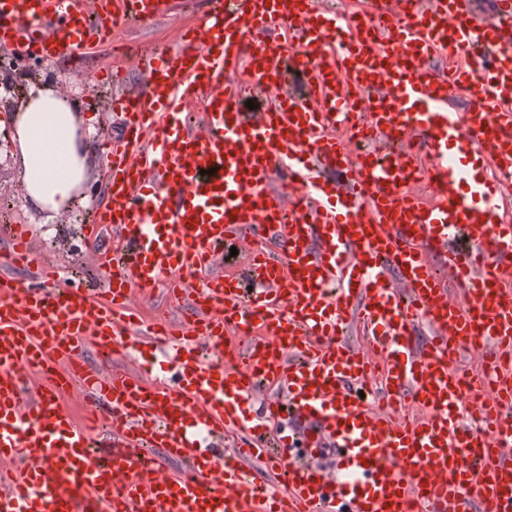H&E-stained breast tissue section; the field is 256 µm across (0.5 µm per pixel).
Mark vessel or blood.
Wrapping results in <instances>:
<instances>
[{"mask_svg":"<svg viewBox=\"0 0 512 512\" xmlns=\"http://www.w3.org/2000/svg\"><path fill=\"white\" fill-rule=\"evenodd\" d=\"M178 48L139 55L144 88L107 154V303L34 265L10 227L0 277V512H512V0H210ZM172 0H0L43 59L82 58ZM441 55L446 71L429 64ZM472 106L457 111L449 90ZM257 98L256 111L243 109ZM433 182L436 199L413 191ZM252 240L248 269L212 274ZM166 283L180 325L138 336L134 289ZM355 321L362 346L345 342ZM433 329L425 346L412 337ZM243 342L224 348L226 330ZM139 345L159 380L89 365ZM481 364L465 369L462 353ZM90 396L105 438L60 399ZM342 453V479L272 456L270 495L245 462L266 433L249 407ZM240 444L218 456L202 436ZM173 458L181 471L166 473Z\"/></svg>","mask_w":512,"mask_h":512,"instance_id":"1","label":"vessel or blood"}]
</instances>
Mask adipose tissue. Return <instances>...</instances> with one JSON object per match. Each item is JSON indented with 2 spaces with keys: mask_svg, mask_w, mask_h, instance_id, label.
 <instances>
[{
  "mask_svg": "<svg viewBox=\"0 0 512 512\" xmlns=\"http://www.w3.org/2000/svg\"><path fill=\"white\" fill-rule=\"evenodd\" d=\"M2 130L13 145L30 204L58 213L74 203L96 163V150L81 131L76 99L34 82L17 109L0 117Z\"/></svg>",
  "mask_w": 512,
  "mask_h": 512,
  "instance_id": "adipose-tissue-1",
  "label": "adipose tissue"
}]
</instances>
